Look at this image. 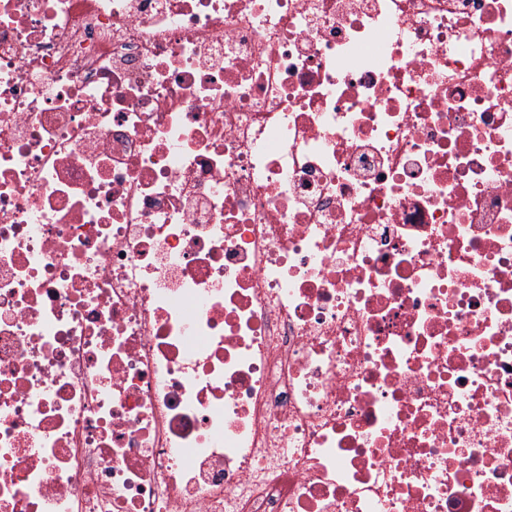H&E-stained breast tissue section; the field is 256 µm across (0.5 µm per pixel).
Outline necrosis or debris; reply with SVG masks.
I'll return each instance as SVG.
<instances>
[{"instance_id":"4bbe7bcc","label":"necrosis or debris","mask_w":512,"mask_h":512,"mask_svg":"<svg viewBox=\"0 0 512 512\" xmlns=\"http://www.w3.org/2000/svg\"><path fill=\"white\" fill-rule=\"evenodd\" d=\"M0 512H512V0H0Z\"/></svg>"}]
</instances>
